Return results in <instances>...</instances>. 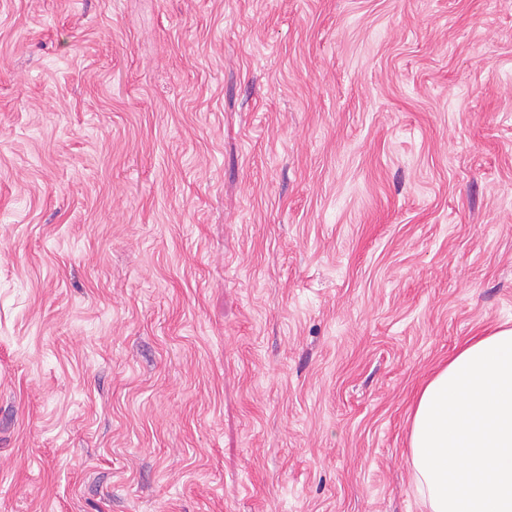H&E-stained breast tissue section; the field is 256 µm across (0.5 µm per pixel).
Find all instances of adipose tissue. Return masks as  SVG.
I'll return each instance as SVG.
<instances>
[{
    "mask_svg": "<svg viewBox=\"0 0 512 512\" xmlns=\"http://www.w3.org/2000/svg\"><path fill=\"white\" fill-rule=\"evenodd\" d=\"M408 462L425 512H512V327L468 341L422 386Z\"/></svg>",
    "mask_w": 512,
    "mask_h": 512,
    "instance_id": "1",
    "label": "adipose tissue"
}]
</instances>
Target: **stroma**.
<instances>
[{
  "instance_id": "stroma-1",
  "label": "stroma",
  "mask_w": 512,
  "mask_h": 512,
  "mask_svg": "<svg viewBox=\"0 0 512 512\" xmlns=\"http://www.w3.org/2000/svg\"><path fill=\"white\" fill-rule=\"evenodd\" d=\"M507 322L512 0H0V512H421Z\"/></svg>"
}]
</instances>
